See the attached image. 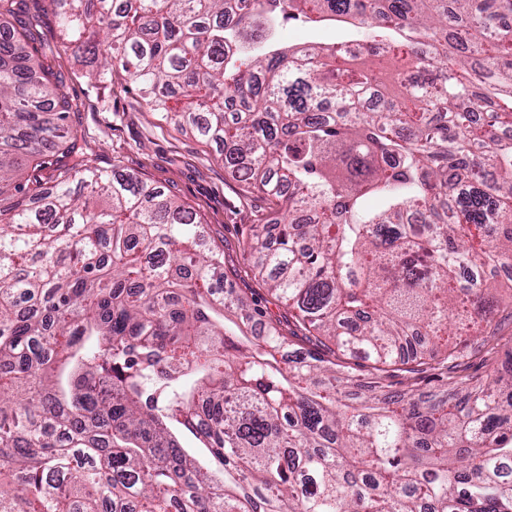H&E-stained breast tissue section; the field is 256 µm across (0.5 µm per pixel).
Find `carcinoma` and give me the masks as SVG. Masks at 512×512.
<instances>
[{
	"label": "carcinoma",
	"instance_id": "cac0c4a2",
	"mask_svg": "<svg viewBox=\"0 0 512 512\" xmlns=\"http://www.w3.org/2000/svg\"><path fill=\"white\" fill-rule=\"evenodd\" d=\"M52 2L90 78L270 198L245 252L293 330L91 163L0 0V512H512V336L447 339L512 267V0ZM291 20L359 51L280 47Z\"/></svg>",
	"mask_w": 512,
	"mask_h": 512
}]
</instances>
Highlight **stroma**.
I'll use <instances>...</instances> for the list:
<instances>
[{
	"mask_svg": "<svg viewBox=\"0 0 512 512\" xmlns=\"http://www.w3.org/2000/svg\"><path fill=\"white\" fill-rule=\"evenodd\" d=\"M23 19L33 33L35 61L61 79L59 90L71 104L68 123L77 130L88 157L107 171L118 164L137 172L196 211L207 238L224 248L231 286L267 301L272 316L287 317V305L269 298L243 253L250 225L270 217L265 195L246 190L234 179L214 147L179 132L173 122L151 111L121 74H113L105 84L93 83L86 66L64 48L50 0H25ZM278 36L282 45L292 48L332 47L356 33L341 24L284 22Z\"/></svg>",
	"mask_w": 512,
	"mask_h": 512,
	"instance_id": "obj_1",
	"label": "stroma"
}]
</instances>
